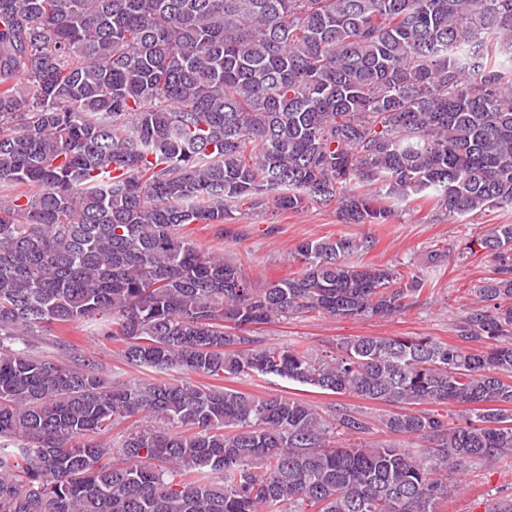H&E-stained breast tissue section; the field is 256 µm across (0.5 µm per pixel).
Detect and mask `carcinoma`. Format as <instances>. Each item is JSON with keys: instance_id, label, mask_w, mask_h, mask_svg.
Segmentation results:
<instances>
[{"instance_id": "carcinoma-1", "label": "carcinoma", "mask_w": 512, "mask_h": 512, "mask_svg": "<svg viewBox=\"0 0 512 512\" xmlns=\"http://www.w3.org/2000/svg\"><path fill=\"white\" fill-rule=\"evenodd\" d=\"M419 198L512 205V0H0V512H440L466 462L512 457V224L478 241L498 269L460 344L325 354L253 332L403 313L422 279L350 263L366 243L339 237L257 286L185 233L244 205L383 224ZM54 324L122 344L144 377L31 340ZM376 424L427 446L341 444ZM205 382L219 386L237 389L239 391L250 392L258 395L263 394H279L305 399L319 408L328 409L329 403H344L351 407L358 408L366 412L370 416L385 413L382 409L386 406L377 405L349 395H326L314 393V389L301 386L294 383H288L278 379L271 381L262 378H213L206 379Z\"/></svg>"}]
</instances>
